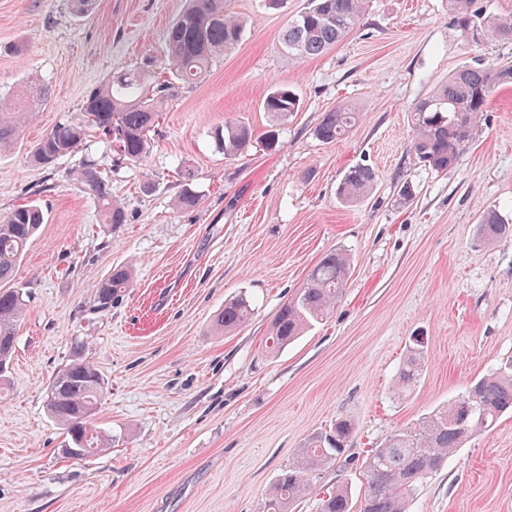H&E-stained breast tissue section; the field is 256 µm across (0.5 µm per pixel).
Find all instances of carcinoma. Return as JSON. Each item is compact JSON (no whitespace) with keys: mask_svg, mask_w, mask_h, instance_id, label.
<instances>
[{"mask_svg":"<svg viewBox=\"0 0 512 512\" xmlns=\"http://www.w3.org/2000/svg\"><path fill=\"white\" fill-rule=\"evenodd\" d=\"M228 2L189 0L188 8L166 32L164 58H151L137 69L118 72L92 89L80 117L55 125L34 147L33 160L49 166L70 154L90 133L98 132L111 140L119 158L142 162L150 148L149 133L175 92L195 84L214 60L241 41L245 23L230 11ZM364 6L365 0H308V7L288 20L280 42L297 55L319 56L360 28ZM448 12L467 42L472 35L478 37L476 45L512 40V15H489L479 0H448ZM156 65L167 70L170 78L149 83L147 75ZM510 82L512 61L490 65L479 60L459 68L432 95L416 102L410 110L409 151L414 160L438 172L453 168L487 111L493 92ZM45 94V87L35 85L21 105L0 108V148L15 140L28 108ZM263 108L284 121L299 111L300 99L292 89L278 86L267 93ZM357 116L348 107L326 112L316 127V136L325 143L337 141L349 133ZM251 138L250 128L242 123L214 129V139L227 156L236 155ZM77 180L97 198L106 223H126L124 210L112 201L108 178L94 165L80 169ZM375 183L374 169L357 164L344 173L338 196L346 202L356 201ZM43 221L41 208L33 203L21 205L0 219V391L7 385L8 362L25 306L20 289L7 283ZM479 233L489 242L502 240L512 237V225L491 210L482 216ZM349 271L346 253H326L311 271L306 286L278 310L267 338L269 347L284 349L323 320L341 297ZM129 287V271L113 268L96 289V309L109 310ZM252 314L251 301L239 295L224 303L218 324L231 332L247 323ZM426 355V338L413 337L399 370L395 394L420 380ZM105 391L101 374L78 353L49 381L46 407L65 430L71 447L91 448L95 453L107 447L95 419ZM508 411H512V365L474 380L448 405L421 417L411 427L394 431L363 461L366 493L359 512H406V502L418 483L437 471L469 434L491 426ZM352 432L351 421L338 418L330 430L311 436L278 476L265 504L266 512H289L293 503L308 493L313 474L342 456ZM352 508L348 488L341 486L319 499L317 512H352Z\"/></svg>","mask_w":512,"mask_h":512,"instance_id":"obj_1","label":"carcinoma"}]
</instances>
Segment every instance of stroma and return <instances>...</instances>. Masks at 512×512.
I'll list each match as a JSON object with an SVG mask.
<instances>
[{"instance_id":"obj_1","label":"stroma","mask_w":512,"mask_h":512,"mask_svg":"<svg viewBox=\"0 0 512 512\" xmlns=\"http://www.w3.org/2000/svg\"><path fill=\"white\" fill-rule=\"evenodd\" d=\"M306 5L231 0L248 22L242 40L163 113L143 164L91 137L44 167L31 159L38 140L113 73L160 57L185 0H95L83 13L71 0H0V102L23 99L32 83L48 89L0 149V216L32 202L45 217L11 282L26 307L0 398V512H263L277 475L339 417L354 425L346 450L292 512H317L343 482L358 501L367 450L512 361V240L478 233L490 210L512 225V84L495 90L448 172L414 162L408 123L412 105L460 67L512 60V40L466 42L446 0H368L355 33L304 58L279 33ZM274 85L294 87L301 107L277 125L270 151L262 101ZM339 106L358 120L346 138L321 142L315 128ZM228 122L252 130L234 157L212 138ZM88 161L109 176L126 223L105 224L71 178ZM361 162L376 185L343 202L337 186ZM187 183L200 204L180 210ZM333 249L352 259L335 307L268 352L277 310ZM117 266L132 267L133 284L97 311L96 288ZM241 294L251 319L215 331L225 300ZM417 334L428 362L398 400L391 387ZM77 351L105 380L96 418L111 439L83 460L62 455L45 402ZM408 512H512V414L423 479Z\"/></svg>"}]
</instances>
